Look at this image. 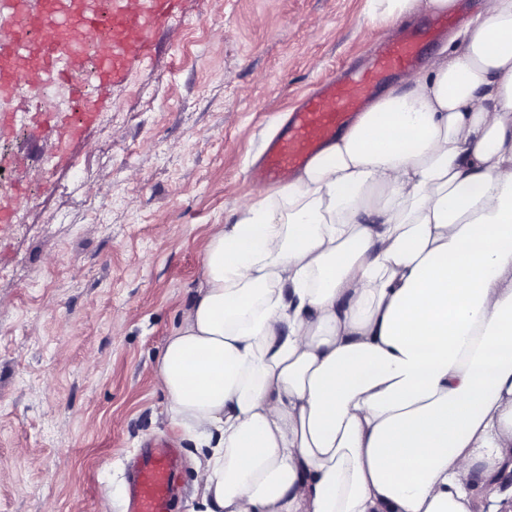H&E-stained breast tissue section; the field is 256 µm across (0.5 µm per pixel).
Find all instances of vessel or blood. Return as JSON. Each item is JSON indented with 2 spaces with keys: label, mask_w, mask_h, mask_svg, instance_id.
<instances>
[{
  "label": "vessel or blood",
  "mask_w": 512,
  "mask_h": 512,
  "mask_svg": "<svg viewBox=\"0 0 512 512\" xmlns=\"http://www.w3.org/2000/svg\"><path fill=\"white\" fill-rule=\"evenodd\" d=\"M174 0H143L140 12L103 6L63 17L58 25L45 19L58 11L60 0H0V24L12 39L0 45V96L29 93L19 109L31 116L51 87L68 86L71 113L42 116L40 127L59 132L72 124V112L89 117L98 107L85 82L108 89L124 80L130 62L148 57L158 30L172 13ZM421 53L415 35L383 45L372 66L330 79L291 113L284 130L272 140L253 177L258 184L280 183L306 166L335 136L392 71L414 65ZM181 456L177 448L152 444L139 456L130 478L128 512H170L173 480Z\"/></svg>",
  "instance_id": "b4317fda"
}]
</instances>
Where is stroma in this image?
<instances>
[{
    "instance_id": "35a3bbf8",
    "label": "stroma",
    "mask_w": 512,
    "mask_h": 512,
    "mask_svg": "<svg viewBox=\"0 0 512 512\" xmlns=\"http://www.w3.org/2000/svg\"><path fill=\"white\" fill-rule=\"evenodd\" d=\"M367 0H177L81 135L0 136V512H125V472L175 439L156 360L218 225L287 112L369 62ZM69 476L59 480L60 460Z\"/></svg>"
}]
</instances>
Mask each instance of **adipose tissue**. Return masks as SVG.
<instances>
[{
  "label": "adipose tissue",
  "instance_id": "1",
  "mask_svg": "<svg viewBox=\"0 0 512 512\" xmlns=\"http://www.w3.org/2000/svg\"><path fill=\"white\" fill-rule=\"evenodd\" d=\"M449 43L208 244L157 364L200 512H512V0Z\"/></svg>",
  "mask_w": 512,
  "mask_h": 512
}]
</instances>
